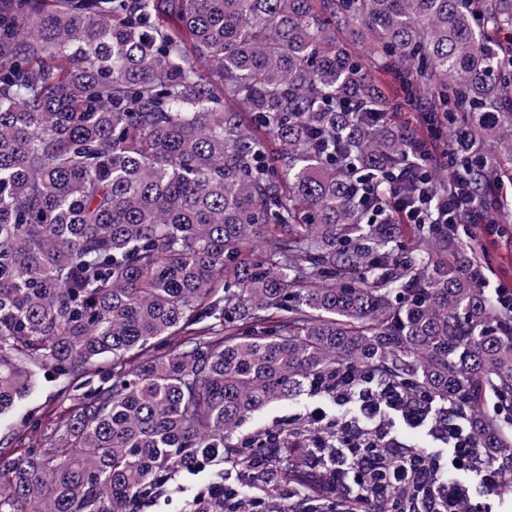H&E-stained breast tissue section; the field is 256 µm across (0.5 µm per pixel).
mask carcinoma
<instances>
[{
  "label": "carcinoma",
  "mask_w": 512,
  "mask_h": 512,
  "mask_svg": "<svg viewBox=\"0 0 512 512\" xmlns=\"http://www.w3.org/2000/svg\"><path fill=\"white\" fill-rule=\"evenodd\" d=\"M389 78L425 139L465 132L473 195L512 181V0H0V415L112 361L49 442L0 452V512H145L213 459L231 489L182 512H474L423 448L380 496L370 456L336 480V421L249 427L371 379L512 490V295L458 225L387 222L424 152ZM430 189L444 208L437 163ZM298 402L299 401L289 403L284 402L272 409L264 410L262 412L257 413L252 421L253 426L264 427L288 415L300 413V408L304 404Z\"/></svg>",
  "instance_id": "cac0c4a2"
}]
</instances>
